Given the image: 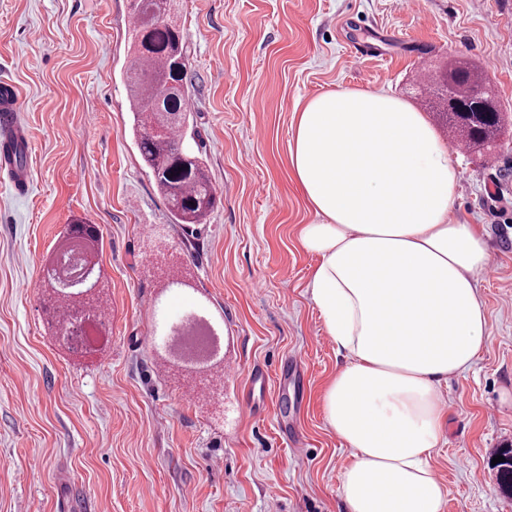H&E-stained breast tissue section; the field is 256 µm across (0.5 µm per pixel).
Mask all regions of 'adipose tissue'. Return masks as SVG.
Here are the masks:
<instances>
[{
  "instance_id": "1",
  "label": "adipose tissue",
  "mask_w": 512,
  "mask_h": 512,
  "mask_svg": "<svg viewBox=\"0 0 512 512\" xmlns=\"http://www.w3.org/2000/svg\"><path fill=\"white\" fill-rule=\"evenodd\" d=\"M288 168L318 217L302 225L309 289L346 359L326 388L328 425L352 452L344 512H446L431 458L448 426L440 388L487 338L483 235L450 213L458 170L413 108L337 89L296 114Z\"/></svg>"
}]
</instances>
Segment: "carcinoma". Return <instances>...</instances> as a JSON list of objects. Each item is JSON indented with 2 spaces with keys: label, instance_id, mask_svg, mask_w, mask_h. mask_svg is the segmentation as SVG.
<instances>
[{
  "label": "carcinoma",
  "instance_id": "obj_1",
  "mask_svg": "<svg viewBox=\"0 0 512 512\" xmlns=\"http://www.w3.org/2000/svg\"><path fill=\"white\" fill-rule=\"evenodd\" d=\"M174 0H136L130 9L134 39L126 70L132 131L142 161L153 174L158 193L167 201L176 224H204L217 203L200 151L187 141L190 118L186 86V37L171 18ZM430 101L445 113L456 140L486 160L495 155L498 141L509 125L488 88L482 71L461 59L448 61L440 76L425 79ZM80 238L81 252L98 248L99 235L90 224L68 226L66 242ZM84 305L65 293L50 297L56 336L64 335L71 313ZM496 464L500 484L512 489V451Z\"/></svg>",
  "mask_w": 512,
  "mask_h": 512
}]
</instances>
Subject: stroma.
Instances as JSON below:
<instances>
[{"instance_id":"stroma-1","label":"stroma","mask_w":512,"mask_h":512,"mask_svg":"<svg viewBox=\"0 0 512 512\" xmlns=\"http://www.w3.org/2000/svg\"><path fill=\"white\" fill-rule=\"evenodd\" d=\"M379 30L353 65L350 21ZM190 130L220 201L174 224L132 135L129 0H0V81L20 93L28 194L0 181V512H341L350 456L323 412L342 365L307 291L317 217L288 172L295 114L339 88L384 90L448 129L419 68L466 59L512 114V0H180ZM490 163L453 153L454 218L479 225L490 337L451 379L432 468L447 512H512L492 464L512 445V129ZM99 233L109 332L74 353L29 289L74 219ZM180 273L184 289L167 286ZM224 322L203 390L151 339L194 305ZM267 377L255 412L252 374Z\"/></svg>"}]
</instances>
